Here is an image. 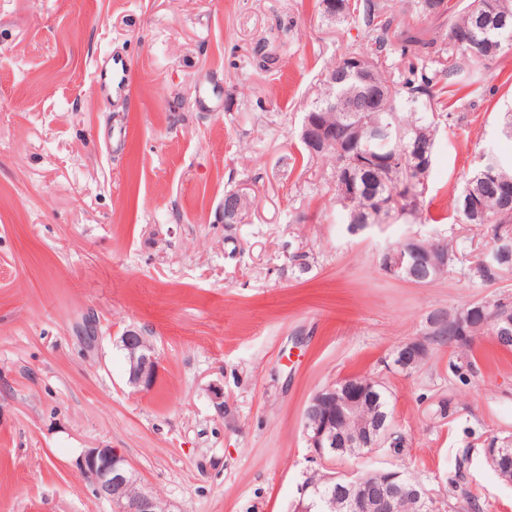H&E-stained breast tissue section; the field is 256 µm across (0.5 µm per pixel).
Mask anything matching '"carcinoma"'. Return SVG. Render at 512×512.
I'll list each match as a JSON object with an SVG mask.
<instances>
[{"label":"carcinoma","instance_id":"obj_1","mask_svg":"<svg viewBox=\"0 0 512 512\" xmlns=\"http://www.w3.org/2000/svg\"><path fill=\"white\" fill-rule=\"evenodd\" d=\"M414 13L434 22L430 32L405 25L402 20L388 12L381 0H361L359 4L346 8L336 17L341 23L352 19L367 28L371 34V46L365 52L354 56L371 61L370 72L373 82L380 86L385 96L374 112L363 111L358 82L350 77L336 85L333 97H328L331 81L339 64L327 70L317 101L311 110L322 113L325 122L334 126L333 139L336 145H329L309 157L332 162L331 178L334 186L336 205L345 215H364L367 200L378 197L388 203L385 216L420 218L425 192L424 179L428 169L417 171L410 168L405 159V140L392 145L388 152H382L383 160L364 168H344L342 156L337 147L348 138L351 126L357 123L370 124L378 120L393 119L406 137H414L429 148H435L442 125L450 120V114L438 111L439 96L445 85H472L470 71L479 69L482 62L474 59L470 50L461 45L458 35L471 31L483 41V55L490 60L500 54V42H512V0H461L457 5L448 0H413ZM398 56V63L389 68L391 55ZM355 181L359 195L346 199L341 182L346 176ZM475 201L468 208L465 198L456 200V211L461 223L491 228L489 250H494L500 239L512 240V158L495 156V165H481L467 178ZM432 261V277L440 278L448 270L460 265L463 277L474 284H491L512 271V259L497 265H486L480 256L464 263L458 257V249L441 248ZM508 307L504 300L479 301L466 308L472 313V320L480 322L498 310ZM431 344H450L458 349L456 361L450 364L452 371L462 375L474 372L475 363L469 356L472 341L456 338L453 322L440 319V328L435 337L428 339ZM371 398L363 408L366 417L391 421L388 396L383 387L371 382Z\"/></svg>","mask_w":512,"mask_h":512}]
</instances>
